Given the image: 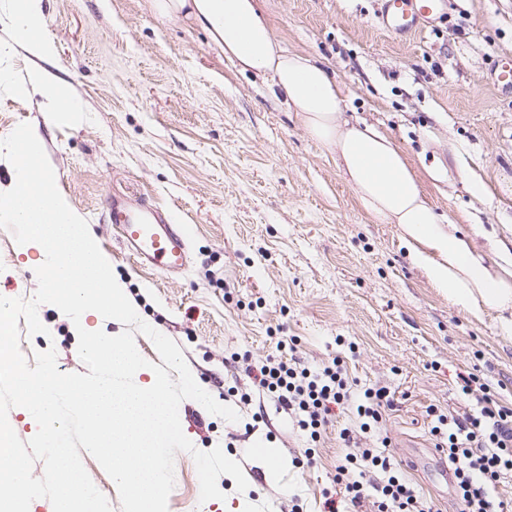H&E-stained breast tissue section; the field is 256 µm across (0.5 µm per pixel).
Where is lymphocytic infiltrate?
Wrapping results in <instances>:
<instances>
[{"instance_id":"f902f5d3","label":"lymphocytic infiltrate","mask_w":512,"mask_h":512,"mask_svg":"<svg viewBox=\"0 0 512 512\" xmlns=\"http://www.w3.org/2000/svg\"><path fill=\"white\" fill-rule=\"evenodd\" d=\"M260 392L276 399L293 414L298 428L318 441L332 407L353 406L357 428H342L340 439L352 450L336 469L335 481L344 488L352 506L371 501L373 512H434L413 487L396 474L390 459L375 448L357 447L359 434H367L382 420L393 397L386 388L353 393L340 360L311 370L286 361H269L249 369ZM435 446L448 459L456 480L459 512H505L496 488L512 472V409L496 406L484 397L480 408L462 415H438L431 427ZM381 470L385 478L366 488L359 473Z\"/></svg>"}]
</instances>
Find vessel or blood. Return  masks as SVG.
Returning <instances> with one entry per match:
<instances>
[{"label": "vessel or blood", "instance_id": "vessel-or-blood-1", "mask_svg": "<svg viewBox=\"0 0 512 512\" xmlns=\"http://www.w3.org/2000/svg\"><path fill=\"white\" fill-rule=\"evenodd\" d=\"M446 0H379L380 27L406 36L444 13ZM111 220L135 262L173 275L185 271L190 261L189 227L157 208L132 209L123 199H113Z\"/></svg>", "mask_w": 512, "mask_h": 512}]
</instances>
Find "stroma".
Returning <instances> with one entry per match:
<instances>
[{
  "label": "stroma",
  "mask_w": 512,
  "mask_h": 512,
  "mask_svg": "<svg viewBox=\"0 0 512 512\" xmlns=\"http://www.w3.org/2000/svg\"><path fill=\"white\" fill-rule=\"evenodd\" d=\"M274 37L320 63L342 92L345 115L399 148L427 199L471 240L486 264L512 262V91L493 64L512 57V0H450L447 13L408 36L376 20L377 0H260ZM43 33L56 54L45 68L69 83L82 122L50 119L40 95L0 87V139L36 127L57 187L87 220L125 281L140 317L181 348L196 382L239 419L183 400L185 436L221 447L249 487L218 479L225 500L201 501L192 456H175L168 512H324L347 453L342 413L316 445L291 415L259 394L246 363L276 356L318 367L345 361L358 388L394 397L385 453L440 512L455 493L440 470L430 409L464 412L459 375L477 372L512 408V337L496 316L449 303L414 265L398 225L368 215L335 157L276 99L268 82L237 71L188 19H161L151 0H43ZM170 212L192 230L179 275L139 267L109 214L112 197ZM37 251L22 254L0 228V296L32 299ZM47 334L20 328L26 359L55 349L64 373H86L68 317L40 307ZM261 448L285 459L268 479Z\"/></svg>",
  "instance_id": "1"
}]
</instances>
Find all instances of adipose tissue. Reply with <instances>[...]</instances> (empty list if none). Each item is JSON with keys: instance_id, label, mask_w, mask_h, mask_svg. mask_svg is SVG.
I'll return each instance as SVG.
<instances>
[{"instance_id": "adipose-tissue-1", "label": "adipose tissue", "mask_w": 512, "mask_h": 512, "mask_svg": "<svg viewBox=\"0 0 512 512\" xmlns=\"http://www.w3.org/2000/svg\"><path fill=\"white\" fill-rule=\"evenodd\" d=\"M159 17H186L208 29L240 73L268 78L307 132L338 159L367 213L399 225L414 262L447 295L449 303L475 317L496 314L512 333V270L492 272L473 253L456 225L443 223L393 141L372 126L342 117L343 99L333 76L310 58L286 50L270 29L258 0H152ZM42 0H10L11 38L39 59L52 58L54 45L42 33ZM44 99L50 118L83 117L69 84L40 67L18 85Z\"/></svg>"}]
</instances>
